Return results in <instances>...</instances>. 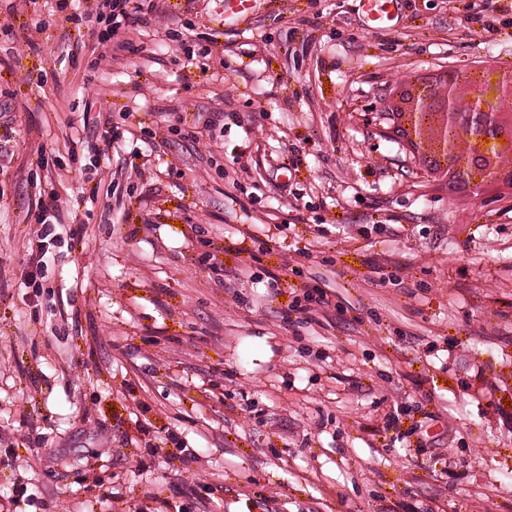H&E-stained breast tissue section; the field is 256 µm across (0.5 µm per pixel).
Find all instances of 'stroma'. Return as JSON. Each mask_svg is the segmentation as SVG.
Returning a JSON list of instances; mask_svg holds the SVG:
<instances>
[{
  "label": "stroma",
  "instance_id": "stroma-1",
  "mask_svg": "<svg viewBox=\"0 0 512 512\" xmlns=\"http://www.w3.org/2000/svg\"><path fill=\"white\" fill-rule=\"evenodd\" d=\"M57 4L0 0V512H512V195L379 133L512 10ZM133 0H93L88 16L94 15L97 20L107 24L105 32L102 33L101 38L108 41L114 37L120 26L122 20H128L130 14L128 12V4ZM120 18V20H118ZM396 0H363L364 12L368 22L389 25L396 20L392 14V4Z\"/></svg>",
  "mask_w": 512,
  "mask_h": 512
}]
</instances>
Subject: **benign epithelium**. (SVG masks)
<instances>
[{
	"mask_svg": "<svg viewBox=\"0 0 512 512\" xmlns=\"http://www.w3.org/2000/svg\"><path fill=\"white\" fill-rule=\"evenodd\" d=\"M392 128L422 157L429 174H450L474 199L492 182L512 185V116L456 70L434 81L412 80L389 102ZM496 150L488 148V142Z\"/></svg>",
	"mask_w": 512,
	"mask_h": 512,
	"instance_id": "benign-epithelium-1",
	"label": "benign epithelium"
}]
</instances>
